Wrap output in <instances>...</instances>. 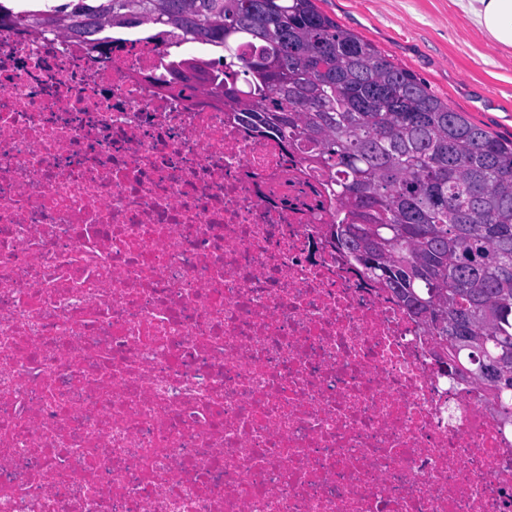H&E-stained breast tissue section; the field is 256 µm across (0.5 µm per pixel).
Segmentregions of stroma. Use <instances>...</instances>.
<instances>
[{
  "label": "stroma",
  "instance_id": "1",
  "mask_svg": "<svg viewBox=\"0 0 512 512\" xmlns=\"http://www.w3.org/2000/svg\"><path fill=\"white\" fill-rule=\"evenodd\" d=\"M318 8L474 124L512 140V48L488 39L452 0H317Z\"/></svg>",
  "mask_w": 512,
  "mask_h": 512
}]
</instances>
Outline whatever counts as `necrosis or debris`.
I'll return each instance as SVG.
<instances>
[{"label": "necrosis or debris", "instance_id": "obj_1", "mask_svg": "<svg viewBox=\"0 0 512 512\" xmlns=\"http://www.w3.org/2000/svg\"><path fill=\"white\" fill-rule=\"evenodd\" d=\"M180 33L0 29V512H512V425Z\"/></svg>", "mask_w": 512, "mask_h": 512}]
</instances>
